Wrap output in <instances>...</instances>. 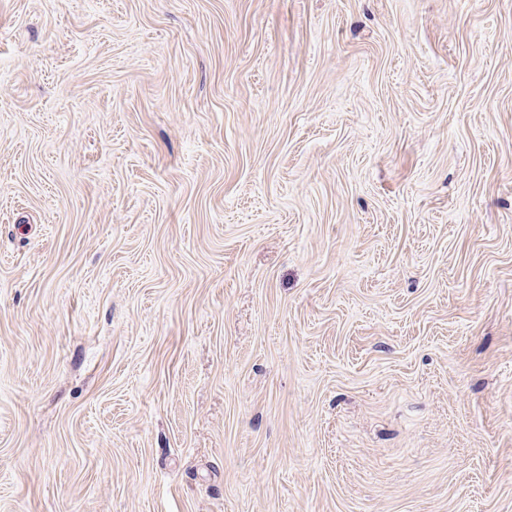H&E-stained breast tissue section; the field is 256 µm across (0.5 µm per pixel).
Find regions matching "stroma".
<instances>
[{
  "instance_id": "stroma-1",
  "label": "stroma",
  "mask_w": 512,
  "mask_h": 512,
  "mask_svg": "<svg viewBox=\"0 0 512 512\" xmlns=\"http://www.w3.org/2000/svg\"><path fill=\"white\" fill-rule=\"evenodd\" d=\"M0 512H512V0H0Z\"/></svg>"
}]
</instances>
